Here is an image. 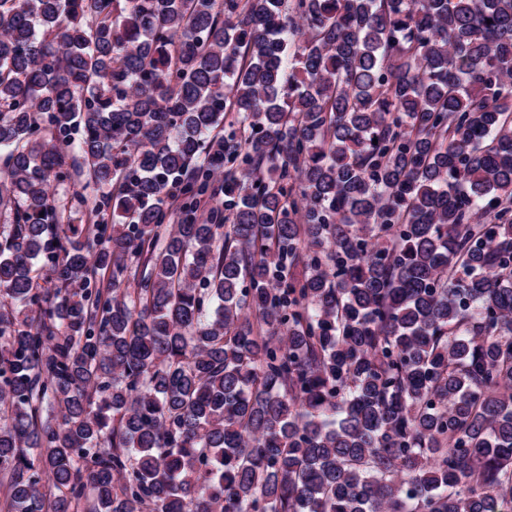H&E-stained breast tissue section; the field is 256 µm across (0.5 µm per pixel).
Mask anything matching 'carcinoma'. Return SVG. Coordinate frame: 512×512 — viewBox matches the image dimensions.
<instances>
[{
  "label": "carcinoma",
  "instance_id": "cac0c4a2",
  "mask_svg": "<svg viewBox=\"0 0 512 512\" xmlns=\"http://www.w3.org/2000/svg\"><path fill=\"white\" fill-rule=\"evenodd\" d=\"M2 150L0 512L512 498V0H0Z\"/></svg>",
  "mask_w": 512,
  "mask_h": 512
}]
</instances>
